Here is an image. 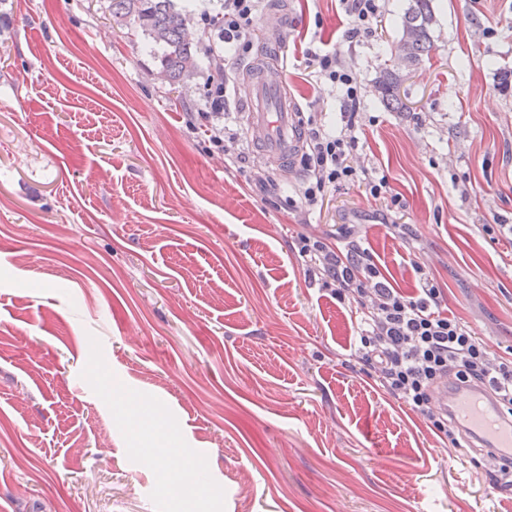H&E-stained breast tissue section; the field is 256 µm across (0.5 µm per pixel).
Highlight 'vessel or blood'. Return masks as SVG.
I'll return each mask as SVG.
<instances>
[{"label":"vessel or blood","mask_w":512,"mask_h":512,"mask_svg":"<svg viewBox=\"0 0 512 512\" xmlns=\"http://www.w3.org/2000/svg\"><path fill=\"white\" fill-rule=\"evenodd\" d=\"M285 45H276L267 60H252V87L245 101L248 138L262 154L290 166L303 142L298 131V108L282 95L285 69L279 61ZM436 404L448 413L464 437L486 448L493 459H512V417L505 415L494 396L480 386L439 387Z\"/></svg>","instance_id":"1"}]
</instances>
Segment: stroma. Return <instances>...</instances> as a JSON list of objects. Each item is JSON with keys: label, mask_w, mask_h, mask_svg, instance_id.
I'll return each instance as SVG.
<instances>
[{"label": "stroma", "mask_w": 512, "mask_h": 512, "mask_svg": "<svg viewBox=\"0 0 512 512\" xmlns=\"http://www.w3.org/2000/svg\"><path fill=\"white\" fill-rule=\"evenodd\" d=\"M347 38L340 0L261 11L302 117L343 127L307 50L339 49L358 86L355 167L302 202L305 172L249 144L248 61L227 55L224 143L185 124L203 79L171 86L109 0H0V512H512L498 467L390 394L363 365L347 305L311 279L306 235L355 229L380 281L420 276L446 313L512 360V0H433L429 59L403 70L404 111L375 79L406 0ZM401 224L391 233L382 219ZM145 399L132 430L117 394ZM170 444L180 494L147 450Z\"/></svg>", "instance_id": "35a3bbf8"}]
</instances>
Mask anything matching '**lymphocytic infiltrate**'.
Returning a JSON list of instances; mask_svg holds the SVG:
<instances>
[{
	"label": "lymphocytic infiltrate",
	"mask_w": 512,
	"mask_h": 512,
	"mask_svg": "<svg viewBox=\"0 0 512 512\" xmlns=\"http://www.w3.org/2000/svg\"><path fill=\"white\" fill-rule=\"evenodd\" d=\"M260 0H222L215 13H202L209 36L204 55L208 68L200 109L188 113V126L203 122V134L215 149L224 147V51H251ZM340 53L308 52L307 65L342 92L345 128L329 134L308 118L304 132L309 151L302 158L306 173L305 205L322 200L330 187L360 184L373 197L388 194L385 178L360 172L351 160L358 147L353 133L360 105L358 87L339 63ZM299 253L309 274L321 275L324 287L338 300L354 299L352 311L361 326L359 342L365 365L377 367L381 383L421 414H431L432 391L448 375L463 383L487 386L501 404L512 406V361L489 366L485 345L468 328L445 314L441 293L428 277H420L416 295L405 296L378 279L369 252L359 244L341 251L323 239L300 237Z\"/></svg>",
	"instance_id": "1"
}]
</instances>
